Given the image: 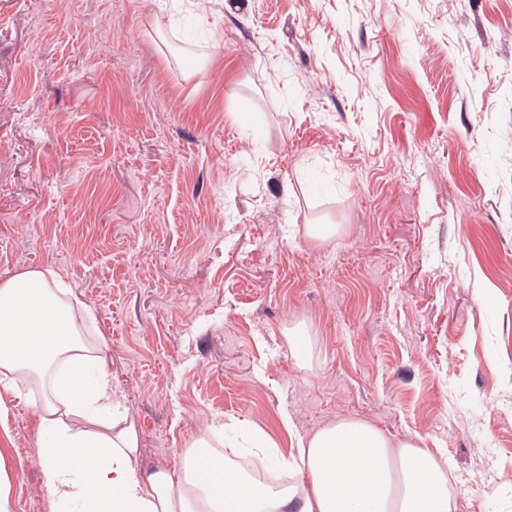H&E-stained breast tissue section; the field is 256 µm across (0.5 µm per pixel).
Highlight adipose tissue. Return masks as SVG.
I'll list each match as a JSON object with an SVG mask.
<instances>
[{
    "mask_svg": "<svg viewBox=\"0 0 512 512\" xmlns=\"http://www.w3.org/2000/svg\"><path fill=\"white\" fill-rule=\"evenodd\" d=\"M69 288L51 268L0 281V388L39 385L37 429L52 512H454L447 472L414 440L367 422L326 426L282 459L303 481L265 485L227 466L201 434L182 475L140 478V439L120 416L104 360L82 339Z\"/></svg>",
    "mask_w": 512,
    "mask_h": 512,
    "instance_id": "ef3b65f1",
    "label": "adipose tissue"
}]
</instances>
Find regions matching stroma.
I'll return each instance as SVG.
<instances>
[{"mask_svg":"<svg viewBox=\"0 0 512 512\" xmlns=\"http://www.w3.org/2000/svg\"><path fill=\"white\" fill-rule=\"evenodd\" d=\"M184 3L0 0V281L89 308L142 475L358 419L512 512V0ZM0 401L51 512L41 394Z\"/></svg>","mask_w":512,"mask_h":512,"instance_id":"35a3bbf8","label":"stroma"}]
</instances>
